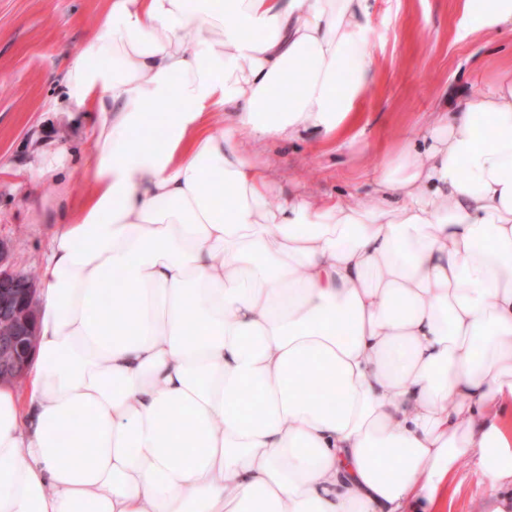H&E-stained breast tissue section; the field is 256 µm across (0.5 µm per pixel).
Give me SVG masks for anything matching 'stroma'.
I'll use <instances>...</instances> for the list:
<instances>
[{
  "label": "stroma",
  "instance_id": "stroma-1",
  "mask_svg": "<svg viewBox=\"0 0 512 512\" xmlns=\"http://www.w3.org/2000/svg\"><path fill=\"white\" fill-rule=\"evenodd\" d=\"M367 48L378 71L360 100L353 140L309 135L257 144L252 155L279 187L367 201L396 143L448 103L512 73V33L467 34L457 0H371ZM104 0H0V238L16 269L37 271L50 245L45 217L61 190L81 196L96 152L65 74L97 32Z\"/></svg>",
  "mask_w": 512,
  "mask_h": 512
}]
</instances>
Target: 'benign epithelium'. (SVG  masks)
Masks as SVG:
<instances>
[{"instance_id": "7a95c632", "label": "benign epithelium", "mask_w": 512, "mask_h": 512, "mask_svg": "<svg viewBox=\"0 0 512 512\" xmlns=\"http://www.w3.org/2000/svg\"><path fill=\"white\" fill-rule=\"evenodd\" d=\"M39 297L37 281L13 269L11 246L0 239V383L25 374L35 349L32 310Z\"/></svg>"}]
</instances>
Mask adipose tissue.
Here are the masks:
<instances>
[{
	"label": "adipose tissue",
	"mask_w": 512,
	"mask_h": 512,
	"mask_svg": "<svg viewBox=\"0 0 512 512\" xmlns=\"http://www.w3.org/2000/svg\"><path fill=\"white\" fill-rule=\"evenodd\" d=\"M370 7L106 0L67 75L97 153L0 387V512H447L463 459L473 512H512V82L399 142L357 206L247 154L358 126ZM459 9L512 31V0Z\"/></svg>",
	"instance_id": "1"
}]
</instances>
